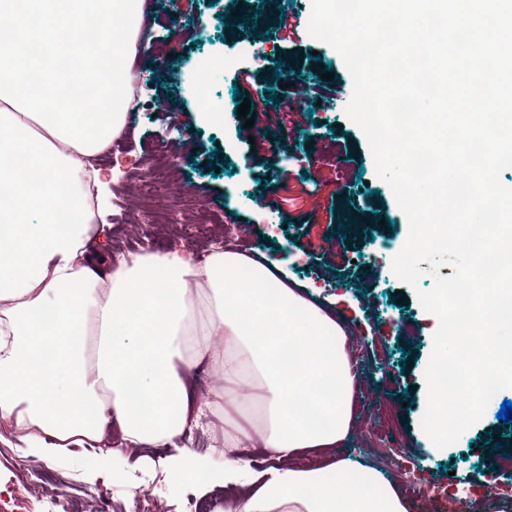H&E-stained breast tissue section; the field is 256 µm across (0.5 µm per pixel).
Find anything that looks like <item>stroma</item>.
Wrapping results in <instances>:
<instances>
[{
    "mask_svg": "<svg viewBox=\"0 0 512 512\" xmlns=\"http://www.w3.org/2000/svg\"><path fill=\"white\" fill-rule=\"evenodd\" d=\"M143 16L138 40L139 112L126 127L129 148L108 158H94L95 167L119 168V182L135 181L155 155H165L181 180L184 203L208 200L211 218L238 224L247 249H260L282 269L287 281L330 309L352 329L351 342L363 356L358 363L360 389L354 410V437L346 449L360 462L380 467L372 446L370 423L384 418L390 429L386 452L400 462L390 470L395 483L414 475L424 482L455 489L484 512L488 483L487 450L512 448V423L498 421L512 388L490 400L482 419L444 449L433 447L422 429L425 374L438 324L418 299L430 290L429 263L418 287L400 281L391 258L408 236V221L389 185L380 179L361 129L346 106L353 83L340 54L310 36L312 0H261L262 12L251 22L228 28L224 17L238 0H155ZM291 10L288 33L268 28L265 18L279 8ZM226 59L227 68L212 70L196 83L200 58ZM291 62L300 94L299 111L277 112L273 106L285 91L262 81L248 88L249 99L271 106L262 115L266 145L250 150L242 139V119L235 111L234 75L251 67L266 73ZM331 70L342 95H328L321 78ZM224 109L221 123L202 121L198 99ZM277 197H297L298 206L275 212L266 204V189ZM157 220L126 224L112 208L111 230L98 245L106 252H139L144 248L178 250L192 256L197 249H216L214 239L185 244L176 214L156 199ZM372 221V228L353 233L345 213ZM117 450L100 459L99 449L74 448L62 458L46 459L27 452L13 428L0 427V512H195L209 502L224 512L227 489L200 491L175 483L160 466L171 447L144 446L122 450L117 428L107 432Z\"/></svg>",
    "mask_w": 512,
    "mask_h": 512,
    "instance_id": "obj_1",
    "label": "stroma"
}]
</instances>
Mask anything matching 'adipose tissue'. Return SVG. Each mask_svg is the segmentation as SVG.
<instances>
[{"mask_svg":"<svg viewBox=\"0 0 512 512\" xmlns=\"http://www.w3.org/2000/svg\"><path fill=\"white\" fill-rule=\"evenodd\" d=\"M141 4L0 0V420L53 458L112 424L136 446L173 444L180 483L238 488L224 512H410L389 478L341 452L359 388L349 326L275 262L147 249L104 274L88 253L108 206L92 160L124 128ZM204 359L224 384L200 399L187 377ZM219 408L217 470L175 442ZM249 438L267 464L246 455Z\"/></svg>","mask_w":512,"mask_h":512,"instance_id":"ef3b65f1","label":"adipose tissue"}]
</instances>
